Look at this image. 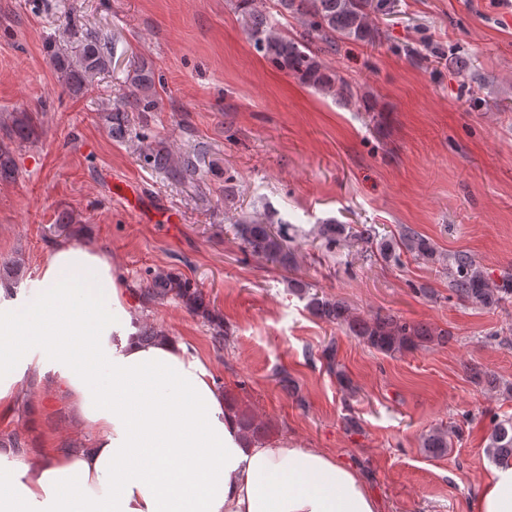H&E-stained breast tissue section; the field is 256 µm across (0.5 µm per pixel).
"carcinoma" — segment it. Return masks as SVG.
<instances>
[{
    "label": "carcinoma",
    "instance_id": "1",
    "mask_svg": "<svg viewBox=\"0 0 512 512\" xmlns=\"http://www.w3.org/2000/svg\"><path fill=\"white\" fill-rule=\"evenodd\" d=\"M279 12L293 18L298 27H276L266 11V0H234V9L241 17L243 30L253 48L276 68L300 83L334 98L343 104L357 103L365 98L361 89L338 72L329 69L322 60L338 50L340 43L350 41L376 47L383 41V31L376 23V14H387L393 0H276ZM115 44L96 37H86L75 54L57 51L52 65L62 87L73 95L87 92L94 86L96 76L112 62ZM128 91L112 102L105 115L112 137L124 139L131 112H157L161 98L155 90L154 70L142 64L127 77ZM0 182L16 180L18 170L15 149L38 141L43 134L41 122L33 112H9L0 117ZM145 158L163 170L174 182L193 177L199 171L201 153L174 154L166 147L149 150ZM235 238L246 252L292 273L298 265V251L291 246L297 237L310 236L326 250L352 237L371 243L376 236L372 229L352 231L345 224H318L308 234L290 230L289 225L271 224L261 216L243 217L233 225ZM401 245L422 261L432 265L451 263L452 291L457 299L475 307L488 308L512 301V276L505 274L501 282L490 280L476 259L467 252L446 258L426 236L406 226L399 234ZM23 278L21 262L0 259V283H16ZM288 288L307 300L310 314L322 321L344 326L369 347L383 353L396 354L428 343L448 342V331L415 324L390 314L376 313L368 318L354 313L344 301L329 298L313 291V285L301 278H288ZM140 297L146 304H161L167 300L181 301L187 310L209 319L213 326L212 339L216 347L224 346L229 327L213 315L202 291L188 278L171 270L158 269L146 278ZM327 368L336 371L340 380L345 374L336 359L334 343L322 352ZM243 435L254 441L265 439L268 427L247 413L238 415ZM487 445L488 455L497 463L512 461V418L492 420ZM455 431L437 427L426 435L423 447L434 455H442L451 446Z\"/></svg>",
    "mask_w": 512,
    "mask_h": 512
}]
</instances>
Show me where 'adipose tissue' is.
<instances>
[{
  "label": "adipose tissue",
  "mask_w": 512,
  "mask_h": 512,
  "mask_svg": "<svg viewBox=\"0 0 512 512\" xmlns=\"http://www.w3.org/2000/svg\"><path fill=\"white\" fill-rule=\"evenodd\" d=\"M137 297L94 247L58 243L21 299L0 285V407L25 376L69 402L93 445L15 459L0 448V512H379L356 471L285 439L250 444L186 343L139 337ZM476 512H512V463Z\"/></svg>",
  "instance_id": "obj_1"
}]
</instances>
